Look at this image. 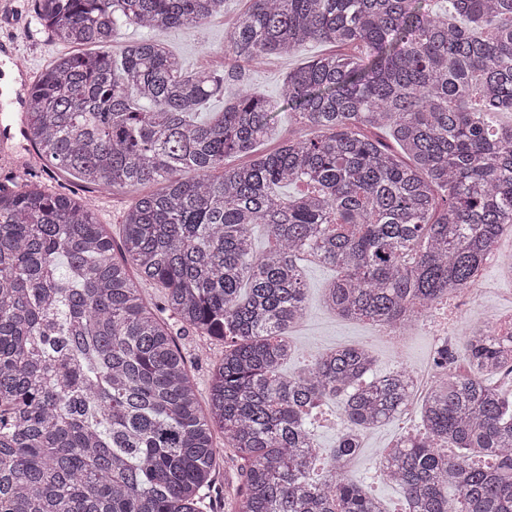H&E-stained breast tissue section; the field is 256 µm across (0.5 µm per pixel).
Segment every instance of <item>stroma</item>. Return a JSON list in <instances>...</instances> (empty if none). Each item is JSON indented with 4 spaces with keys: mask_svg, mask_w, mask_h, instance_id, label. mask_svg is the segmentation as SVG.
I'll use <instances>...</instances> for the list:
<instances>
[{
    "mask_svg": "<svg viewBox=\"0 0 512 512\" xmlns=\"http://www.w3.org/2000/svg\"><path fill=\"white\" fill-rule=\"evenodd\" d=\"M247 2L226 0L223 12L200 26L152 29L146 32L132 28L121 29L117 39L110 45L109 52L119 55L128 42L148 36L163 42L182 59L188 70L209 71L226 67L225 43ZM0 38L13 39L18 58L26 65V72L22 75L30 81L54 58L67 51L66 46L53 40L38 23L33 11V0H10L9 9L0 12ZM325 51L324 45L314 44L286 59L268 58L247 65L245 76L258 95L274 98L280 94L289 69ZM22 75L18 74L12 61L0 56V128L10 129L12 134L5 154H0V186L13 190L35 180L45 191L75 194L89 201L99 223L104 224L111 234H119L123 215L133 200L132 193L88 186L68 179L45 166L22 138L20 127L23 112L13 93ZM303 266L308 283V306L303 320L290 332L296 356L284 365V373L302 371L313 354L351 344L364 345L371 350L374 376L380 377L395 370L400 360L416 375L432 373L436 346L431 336L423 332L415 333L407 337L401 351H394L392 341L379 335L374 326L365 322L341 320L324 307L323 290L336 278L335 268L311 259L304 260ZM485 278V289L479 299L467 306L462 314L463 324L490 321L501 312L512 309V279L501 276L493 266L486 269ZM177 336L188 369L197 385L198 395L206 397L212 368L222 358L224 345L183 328L178 329ZM420 424L419 409L413 406L403 416L370 430L356 454L349 472L350 478L374 490L385 502L402 500L403 493L399 486L376 476L379 468L378 451L392 447L401 435L415 430ZM244 466L243 460L229 452L219 460L213 503L217 512H236Z\"/></svg>",
    "mask_w": 512,
    "mask_h": 512,
    "instance_id": "obj_1",
    "label": "stroma"
}]
</instances>
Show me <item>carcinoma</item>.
Returning a JSON list of instances; mask_svg holds the SVG:
<instances>
[{
  "mask_svg": "<svg viewBox=\"0 0 512 512\" xmlns=\"http://www.w3.org/2000/svg\"><path fill=\"white\" fill-rule=\"evenodd\" d=\"M226 0H34L57 57L28 87L24 139L86 185L135 192L115 245L90 205L35 185L0 188V512H215L216 461L240 455L237 512H385L324 466L313 411L344 397L351 427L395 419L402 374L366 380L362 346L284 374L306 313L311 257L341 276L323 293L348 321L394 328L471 284L512 231V0H250L225 53L194 72L163 44L102 47L122 28L202 25ZM311 42L337 50L288 71L282 100L249 92L240 64ZM235 82L224 110H198ZM286 108L308 138L262 153ZM389 131L392 149L366 134ZM248 157L224 169L230 155ZM307 186L295 195L280 189ZM271 240L253 249L251 230ZM224 341L201 405L171 326ZM499 340L436 349L447 380L422 431L382 469L409 512H512V408L487 383ZM469 371L450 372L456 359ZM224 435V447L215 433ZM461 497L458 509L448 488Z\"/></svg>",
  "mask_w": 512,
  "mask_h": 512,
  "instance_id": "carcinoma-1",
  "label": "carcinoma"
}]
</instances>
